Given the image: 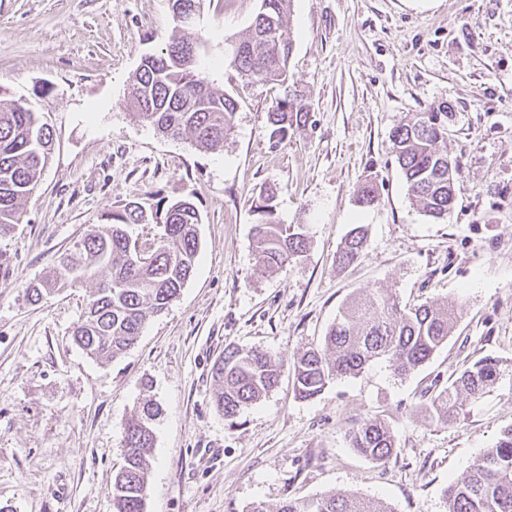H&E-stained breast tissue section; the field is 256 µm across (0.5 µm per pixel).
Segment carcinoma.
<instances>
[{
	"mask_svg": "<svg viewBox=\"0 0 512 512\" xmlns=\"http://www.w3.org/2000/svg\"><path fill=\"white\" fill-rule=\"evenodd\" d=\"M292 0H261L246 33L232 45V64L246 82L285 85L294 49L287 22ZM176 27L165 48L141 58L129 89L128 106L139 122L172 138L191 136L201 149L224 147L234 128L237 99L212 90L199 70L201 43ZM312 103L297 89L287 91L267 112L270 137L285 139L311 118ZM441 101L423 112H411L391 133L393 149L407 194L426 216L443 220L455 202L456 170L445 144L448 114ZM52 131L43 116L21 100L0 95V234L22 223V205L33 194L48 161ZM277 188L268 187L254 203V250L264 271L274 273L307 252L301 224H282L276 217ZM378 202L377 189L366 182L357 203ZM144 206L136 201L107 210L103 223L84 234L57 261L54 275L27 288L30 299L75 286L71 272L96 281V289L72 331V340L86 355L111 361L138 340L146 319L164 310L180 295L193 274L198 257L197 227L201 215L187 198L160 199L149 218L161 231L140 239L135 226L145 223ZM366 232L357 224L336 253V264L347 267L363 255ZM458 314L454 305L400 304L390 288H373L352 295L341 308L322 344L306 350L293 362L294 391L300 399L319 395L332 380L359 375L366 367L386 362L405 377L448 342ZM212 374L220 385L215 406L231 420L241 410L274 390L281 377L280 362L259 349L234 345L214 362ZM500 375V360L484 356L454 372L448 384L431 392L424 404L428 417L440 424L457 419L464 402L479 399ZM160 405L143 399L126 418L123 462L113 479V512H143L148 480L147 457L154 447V424ZM350 447L373 461L396 451L388 425L367 420L349 434ZM447 512H512V425L493 447L486 449L446 490ZM277 512H393L381 502L357 495L327 493L311 499H288Z\"/></svg>",
	"mask_w": 512,
	"mask_h": 512,
	"instance_id": "cac0c4a2",
	"label": "carcinoma"
}]
</instances>
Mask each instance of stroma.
I'll use <instances>...</instances> for the list:
<instances>
[{"instance_id":"35a3bbf8","label":"stroma","mask_w":512,"mask_h":512,"mask_svg":"<svg viewBox=\"0 0 512 512\" xmlns=\"http://www.w3.org/2000/svg\"><path fill=\"white\" fill-rule=\"evenodd\" d=\"M260 5L204 0L187 31L212 89L239 101L232 139L207 151L128 115L141 57L174 26L169 0H0V92L42 113L54 136L22 224L0 235V512H113L122 424L147 395L163 414L144 512H277L329 492L446 512L451 480L512 425V0H293L290 81L312 118L279 143L267 112L282 88L244 82L231 65ZM441 101L453 107L459 170L455 206L437 221L411 203L390 133ZM370 178L380 201L362 208ZM270 185L278 220L304 225L308 251L267 275L251 205ZM162 197L200 211L194 272L134 347L99 362L71 339L94 283L36 303L25 289L105 210ZM355 224L369 230L365 255L337 269ZM379 287L407 306L455 302L447 344L407 378L377 363L297 399L293 359L322 342L347 298ZM230 343L284 371L227 420L212 366ZM487 355L503 361L495 384L455 422H432L424 393ZM376 417L397 446L382 462L349 446L351 429Z\"/></svg>"}]
</instances>
